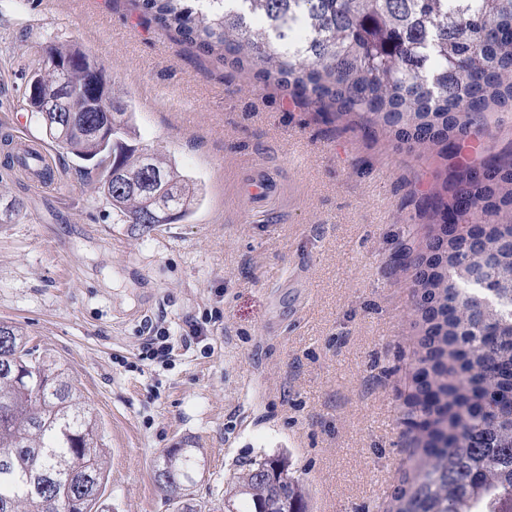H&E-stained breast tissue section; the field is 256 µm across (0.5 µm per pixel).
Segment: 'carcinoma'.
I'll return each mask as SVG.
<instances>
[{
    "label": "carcinoma",
    "mask_w": 512,
    "mask_h": 512,
    "mask_svg": "<svg viewBox=\"0 0 512 512\" xmlns=\"http://www.w3.org/2000/svg\"><path fill=\"white\" fill-rule=\"evenodd\" d=\"M164 28L229 65L257 68L295 95L338 115L379 125L412 145L427 147L465 135L491 106L512 108V0H142ZM55 67L41 66L30 85L44 96L63 69L72 92L68 107L105 123L87 109L101 92L93 80L98 58L79 47L51 44ZM110 137L78 129L66 150L102 169L101 194L125 224L147 210L191 216L202 193L158 153L138 149L135 112L119 100ZM173 183L156 197L137 189L146 172ZM464 224L512 215V167L454 170L449 197L435 210L443 222L467 203ZM448 274L424 283L426 324L417 374L433 406L418 401L411 413H436L448 425V447L423 433L412 472L391 498L390 512H512V332L494 335L491 323L512 305L487 304L478 320L462 324L456 307L479 296L455 278L457 306L448 305ZM0 512H94L105 480L107 451L97 420L63 366L23 330L0 321ZM202 459L194 448H173L158 469L171 494L195 484ZM249 496L228 512H306L305 494L280 457L249 461L238 477Z\"/></svg>",
    "instance_id": "obj_1"
}]
</instances>
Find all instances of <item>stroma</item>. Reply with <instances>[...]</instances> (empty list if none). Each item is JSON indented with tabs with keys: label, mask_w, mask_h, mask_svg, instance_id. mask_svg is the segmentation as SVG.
Wrapping results in <instances>:
<instances>
[{
	"label": "stroma",
	"mask_w": 512,
	"mask_h": 512,
	"mask_svg": "<svg viewBox=\"0 0 512 512\" xmlns=\"http://www.w3.org/2000/svg\"><path fill=\"white\" fill-rule=\"evenodd\" d=\"M98 57L135 106L140 149L162 154L203 199L149 233L122 223L98 172L47 139L26 104L50 42ZM441 155L326 114L161 28L141 0H0V135L42 143L45 186L0 162V320L64 365L95 416L108 469L96 512H224L242 463L286 453L310 512H388L414 465L407 420L423 321L405 253L428 249L426 195L457 165L512 163V109ZM263 174L278 192L246 188ZM206 338L141 360L154 326ZM196 448L187 495L154 479Z\"/></svg>",
	"instance_id": "1"
}]
</instances>
